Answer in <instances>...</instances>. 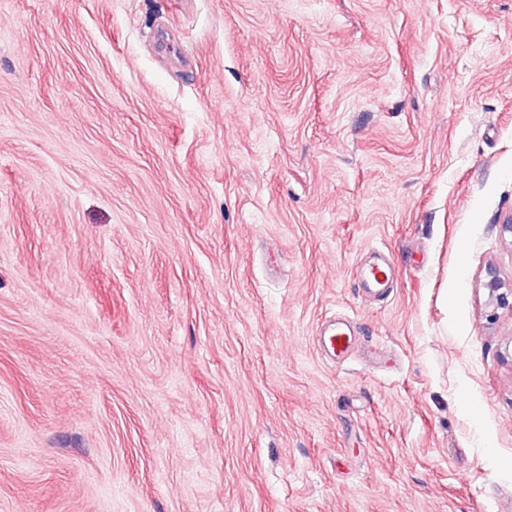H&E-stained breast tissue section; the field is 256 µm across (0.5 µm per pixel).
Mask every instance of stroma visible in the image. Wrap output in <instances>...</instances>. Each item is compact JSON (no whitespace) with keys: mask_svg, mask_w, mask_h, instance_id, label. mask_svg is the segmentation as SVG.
<instances>
[{"mask_svg":"<svg viewBox=\"0 0 512 512\" xmlns=\"http://www.w3.org/2000/svg\"><path fill=\"white\" fill-rule=\"evenodd\" d=\"M511 216L512 0H0V512H512ZM360 280L374 290H384L391 278V267L387 262L372 265L360 272ZM483 288L487 292V306L489 321L497 318L498 310L512 312V284L506 286L493 268H488ZM321 338L323 350L334 358L345 357L353 349V335L345 323H333Z\"/></svg>","mask_w":512,"mask_h":512,"instance_id":"obj_1","label":"stroma"}]
</instances>
